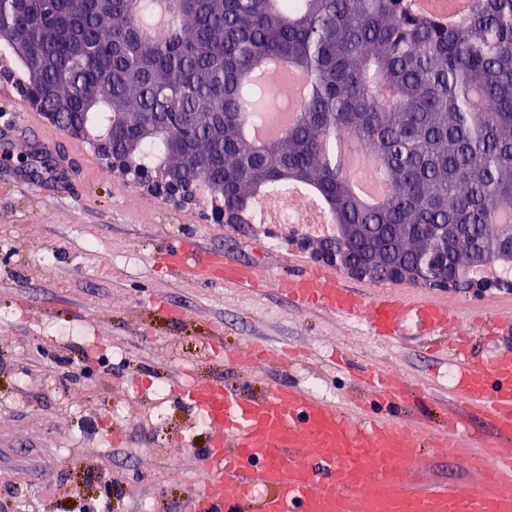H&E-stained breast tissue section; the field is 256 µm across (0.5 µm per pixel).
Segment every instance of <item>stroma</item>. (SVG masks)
<instances>
[{
	"label": "stroma",
	"instance_id": "obj_1",
	"mask_svg": "<svg viewBox=\"0 0 512 512\" xmlns=\"http://www.w3.org/2000/svg\"><path fill=\"white\" fill-rule=\"evenodd\" d=\"M37 132L70 152L78 176L55 178L49 165L30 177L19 161L26 143L0 140V157L11 159L0 166V512H84L96 501L103 512H185L206 430L191 410L157 399L174 373L250 395L293 383L340 405L353 397V380L325 361L344 354L356 367L437 381L405 413L431 426L447 418L453 363L414 327L382 342L360 321L297 309L271 290L227 288L156 258L167 238L189 233L259 276H295L315 264L312 228L213 223L209 198L165 200L49 121ZM436 293L465 319L512 298L506 287ZM160 302L172 315L157 310ZM253 339L306 358L250 375L225 363L224 353Z\"/></svg>",
	"mask_w": 512,
	"mask_h": 512
}]
</instances>
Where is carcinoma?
Here are the masks:
<instances>
[{"label": "carcinoma", "instance_id": "1", "mask_svg": "<svg viewBox=\"0 0 512 512\" xmlns=\"http://www.w3.org/2000/svg\"><path fill=\"white\" fill-rule=\"evenodd\" d=\"M146 0H0V52L25 101L63 125L118 126L142 175L202 174L227 209L260 220V193L301 184L355 255L466 271L441 230L495 253L512 214V0H474L452 23L410 0H168L171 32L142 33ZM305 72L297 121L256 143L260 69ZM365 142L386 188L358 195L344 146Z\"/></svg>", "mask_w": 512, "mask_h": 512}]
</instances>
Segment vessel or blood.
Masks as SVG:
<instances>
[{
	"mask_svg": "<svg viewBox=\"0 0 512 512\" xmlns=\"http://www.w3.org/2000/svg\"><path fill=\"white\" fill-rule=\"evenodd\" d=\"M473 0H417L427 16L453 21ZM168 265L194 270L232 288L258 289L255 267L228 262L222 253L201 252L197 238L167 240L160 249ZM296 306L338 313L365 322L382 341H397L408 321L424 331L450 335L446 351L455 368L452 395L486 418L492 436L471 439L460 416L431 429L420 421L390 417L402 401L418 397L405 378L365 367L355 375L383 413L367 412L353 399L345 407L298 385H278L247 396L223 382L198 391L171 377L169 390L190 406L208 429L196 456L203 483L187 498L186 512H512V346L479 359L458 330L459 315L438 299L411 301L401 293L350 288L330 269L265 281ZM291 358L259 341L232 361L243 370ZM457 459L478 474L468 488L451 482L420 483L414 474L425 450Z\"/></svg>",
	"mask_w": 512,
	"mask_h": 512,
	"instance_id": "obj_1",
	"label": "vessel or blood"
}]
</instances>
